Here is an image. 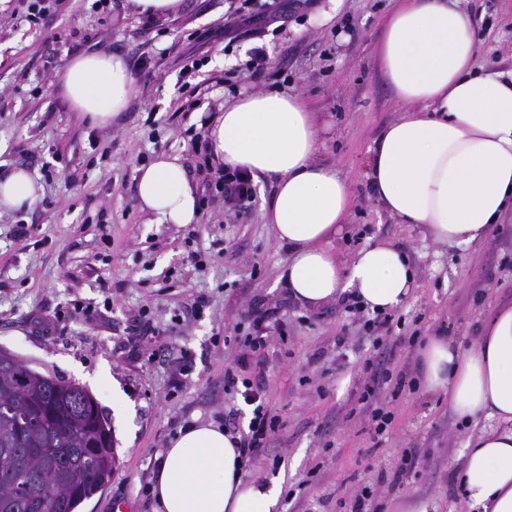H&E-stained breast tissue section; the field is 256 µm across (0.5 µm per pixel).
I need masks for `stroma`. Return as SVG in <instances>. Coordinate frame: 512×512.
<instances>
[{"instance_id":"stroma-1","label":"stroma","mask_w":512,"mask_h":512,"mask_svg":"<svg viewBox=\"0 0 512 512\" xmlns=\"http://www.w3.org/2000/svg\"><path fill=\"white\" fill-rule=\"evenodd\" d=\"M94 0H65L31 23L27 0H0V174L22 167L44 193L0 210V349L46 375L79 383L108 416L117 454L111 482L79 512H152L146 493L156 455L183 426L223 422L251 406L224 391L237 366L227 329L247 330L254 300L279 305L283 335L260 360L266 403L283 428L260 452L251 480L280 479L282 512H349L365 485L382 512H475L458 473L479 426L458 419L442 394L419 383L411 336H454L472 346L496 303L512 300V216L478 244L459 249L397 223L375 202L369 151L403 105L374 50L396 0H314L255 33L224 37V17L285 0H183L171 18L147 19L128 0L112 12ZM478 28L477 61L512 70V0H462ZM268 69L253 77L254 47ZM120 57L134 77L127 110L112 125L87 123L59 77L86 54ZM277 84L312 112L320 160L352 186L346 224L330 244L349 263L368 241L401 247L414 290L387 329L365 333L341 299L311 307L280 279L288 260L265 222L273 181L255 182L240 213L208 186L196 138L224 103ZM181 158L196 186L194 224L159 223L140 209L137 175L155 153ZM205 307H197V298ZM57 315L50 333L39 315ZM382 372L391 431L372 437L360 401L366 368Z\"/></svg>"}]
</instances>
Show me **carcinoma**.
Listing matches in <instances>:
<instances>
[{
  "label": "carcinoma",
  "instance_id": "carcinoma-1",
  "mask_svg": "<svg viewBox=\"0 0 512 512\" xmlns=\"http://www.w3.org/2000/svg\"><path fill=\"white\" fill-rule=\"evenodd\" d=\"M115 467L110 422L88 389L1 348L0 512H77Z\"/></svg>",
  "mask_w": 512,
  "mask_h": 512
}]
</instances>
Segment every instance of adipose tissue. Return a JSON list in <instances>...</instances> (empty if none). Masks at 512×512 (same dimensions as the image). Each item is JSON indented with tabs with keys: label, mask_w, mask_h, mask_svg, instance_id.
<instances>
[{
	"label": "adipose tissue",
	"mask_w": 512,
	"mask_h": 512,
	"mask_svg": "<svg viewBox=\"0 0 512 512\" xmlns=\"http://www.w3.org/2000/svg\"><path fill=\"white\" fill-rule=\"evenodd\" d=\"M476 41L457 0H399L376 50L408 109L370 151L373 195L398 223L456 247L480 242L512 204V72L480 71ZM62 82L73 107L97 126L124 113L134 88L122 59L98 54L69 63ZM207 138L216 163L274 180L265 217L275 242L288 248L280 278L293 297L319 306L352 292L373 310L402 306L414 275L399 247L368 242L347 265L328 247L348 217L352 189L318 160L313 115L300 100L275 91L230 101ZM43 192L26 169H14L0 178V209L32 205ZM137 195L142 211L161 223L198 221L179 156L160 152L139 168ZM417 362L424 389L446 393L456 415L497 421L468 443L459 484L478 512H512V303L491 312L468 350L432 336ZM241 467L223 426L197 421L180 429L152 473L153 512H280V481H246Z\"/></svg>",
	"instance_id": "obj_1"
}]
</instances>
